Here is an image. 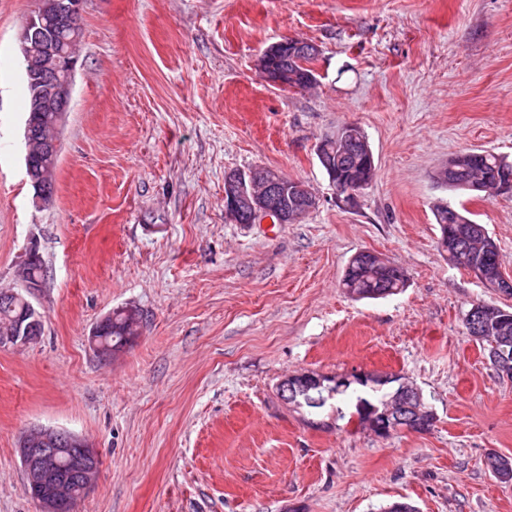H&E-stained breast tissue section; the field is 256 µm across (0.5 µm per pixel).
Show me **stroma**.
Returning <instances> with one entry per match:
<instances>
[{
    "label": "stroma",
    "instance_id": "35a3bbf8",
    "mask_svg": "<svg viewBox=\"0 0 512 512\" xmlns=\"http://www.w3.org/2000/svg\"><path fill=\"white\" fill-rule=\"evenodd\" d=\"M39 0H0V288L30 245L44 282L36 341L0 348V512L25 491L23 433L86 438L100 460L76 512H512V381L464 326L471 305L512 307L438 246L433 212L464 206L512 278V195L435 180L450 157L512 158V0H85L55 191L26 174L20 33ZM316 44L317 83L267 84L268 46ZM365 133L373 182L336 199L317 146ZM267 167L303 181L295 224H238L224 178ZM369 250L404 292L341 286ZM139 333L103 358L89 338L113 309ZM396 373L437 415L382 439L285 404L289 374Z\"/></svg>",
    "mask_w": 512,
    "mask_h": 512
}]
</instances>
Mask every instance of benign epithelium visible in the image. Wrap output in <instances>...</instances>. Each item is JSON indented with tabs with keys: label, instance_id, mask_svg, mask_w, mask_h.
Instances as JSON below:
<instances>
[{
	"label": "benign epithelium",
	"instance_id": "7a95c632",
	"mask_svg": "<svg viewBox=\"0 0 512 512\" xmlns=\"http://www.w3.org/2000/svg\"><path fill=\"white\" fill-rule=\"evenodd\" d=\"M33 24H28L21 33L22 54L24 58L25 79L35 84L51 85V95H37L33 107L38 112L52 113L51 123L45 131H40L30 122L25 129V164L27 171H32L34 159L43 161L39 176L35 182L34 198L42 202L54 193L57 167L58 133L61 122L68 112L73 88V73L76 60L65 58L59 61V51L55 40L38 39L31 34ZM283 48L277 42L267 47L258 59L257 68L265 82L286 88L288 82L269 68V59ZM326 141L337 146L348 145L362 149L373 161L372 152L362 129L355 124L343 126L334 137ZM317 156L323 166L337 176L336 161L341 153H332L323 146H318ZM369 185L361 179L350 186L337 190L336 198L348 207L357 203L358 195ZM318 206L317 198L307 186L296 180L288 187L273 172L265 167H253L246 171H234L224 178V208L231 218H246V223L257 224L268 221L272 224H295L303 216ZM19 291L10 292L7 297L14 302H21L26 313L13 327L0 332V348L28 342L39 336L42 328L40 313L32 305L30 298L40 288L37 280L20 279ZM495 355L491 356L496 367L505 372L512 369V343L503 340L493 345ZM331 380L340 389L355 381L381 386L395 384L388 394L383 407L372 406L362 410L356 416L358 425L375 435L388 438L401 430L418 431L435 422L433 413L422 407L419 390L396 375L370 374L355 372L349 375L328 377L317 371L309 370L300 374L287 375L282 382L288 388H317L325 380ZM71 448L82 449L84 464L79 470L80 494H85L94 483L99 466L95 449L81 436L41 426L23 435L19 443V455L24 472L26 488L35 492V500L42 506V512H63L75 510L78 499L70 485L59 473L51 458L64 455Z\"/></svg>",
	"mask_w": 512,
	"mask_h": 512
}]
</instances>
